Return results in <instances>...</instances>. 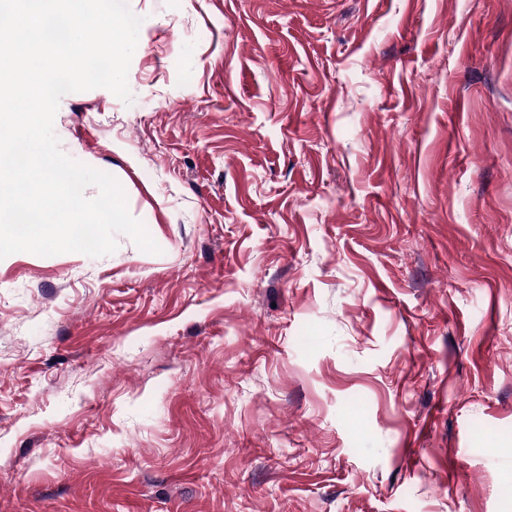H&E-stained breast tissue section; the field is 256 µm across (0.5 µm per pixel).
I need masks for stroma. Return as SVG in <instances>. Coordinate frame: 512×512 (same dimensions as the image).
<instances>
[{"mask_svg": "<svg viewBox=\"0 0 512 512\" xmlns=\"http://www.w3.org/2000/svg\"><path fill=\"white\" fill-rule=\"evenodd\" d=\"M128 6L160 251L0 259V512H512V0Z\"/></svg>", "mask_w": 512, "mask_h": 512, "instance_id": "obj_1", "label": "stroma"}]
</instances>
